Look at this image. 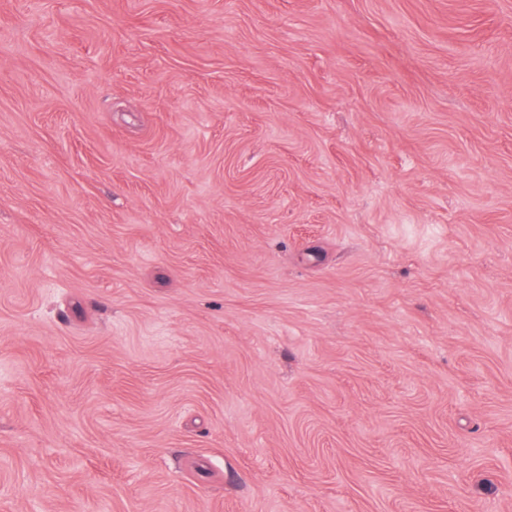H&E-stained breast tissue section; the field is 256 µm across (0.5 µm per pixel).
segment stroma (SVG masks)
<instances>
[{
  "mask_svg": "<svg viewBox=\"0 0 512 512\" xmlns=\"http://www.w3.org/2000/svg\"><path fill=\"white\" fill-rule=\"evenodd\" d=\"M0 512H512V0H0Z\"/></svg>",
  "mask_w": 512,
  "mask_h": 512,
  "instance_id": "35a3bbf8",
  "label": "stroma"
}]
</instances>
